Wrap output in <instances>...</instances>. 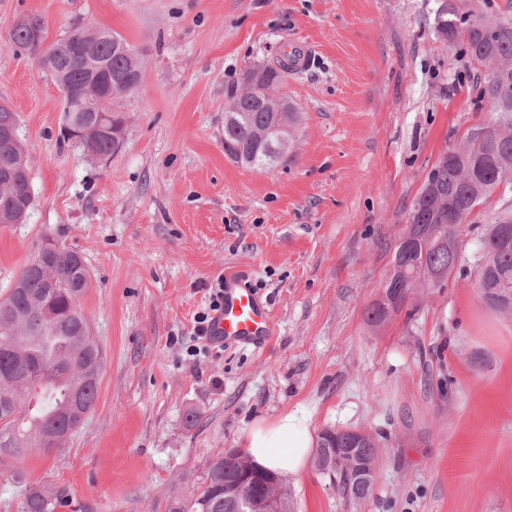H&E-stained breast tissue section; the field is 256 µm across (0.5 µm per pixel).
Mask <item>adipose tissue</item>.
<instances>
[{"instance_id": "obj_1", "label": "adipose tissue", "mask_w": 512, "mask_h": 512, "mask_svg": "<svg viewBox=\"0 0 512 512\" xmlns=\"http://www.w3.org/2000/svg\"><path fill=\"white\" fill-rule=\"evenodd\" d=\"M315 444L308 419L294 412L256 419L248 431L247 448L254 462L281 474H300Z\"/></svg>"}]
</instances>
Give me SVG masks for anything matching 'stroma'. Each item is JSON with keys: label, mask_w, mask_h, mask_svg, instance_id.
Segmentation results:
<instances>
[{"label": "stroma", "mask_w": 512, "mask_h": 512, "mask_svg": "<svg viewBox=\"0 0 512 512\" xmlns=\"http://www.w3.org/2000/svg\"><path fill=\"white\" fill-rule=\"evenodd\" d=\"M438 0H0V103L19 116L34 205L0 226V299L49 236L83 256V312L105 351L98 399L57 454L0 465L54 488V512H166L213 449L243 448L258 417L384 443L371 497L308 464L294 512H512V316L476 287L512 181L465 219L445 287L418 290L380 327L378 300L411 203L442 152L494 121L472 64L439 37ZM35 15L46 42L98 25L142 51L117 102L119 150L87 157L61 136L63 100L9 33ZM296 40L308 67L281 88L302 115L290 149L255 172L224 153V112L245 71ZM246 271L275 334L262 350L192 336L224 271ZM198 420L187 425L188 412Z\"/></svg>", "instance_id": "stroma-1"}]
</instances>
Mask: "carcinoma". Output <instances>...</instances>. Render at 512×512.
<instances>
[{
    "label": "carcinoma",
    "instance_id": "1",
    "mask_svg": "<svg viewBox=\"0 0 512 512\" xmlns=\"http://www.w3.org/2000/svg\"><path fill=\"white\" fill-rule=\"evenodd\" d=\"M434 22L440 36L465 44L472 62L493 69V76L477 85V97L490 105L496 120L471 129L463 145L444 150L429 171L393 250L383 294L366 310L371 326L399 311L420 284L445 286L456 265L464 219L498 185L512 180V15H466L444 0ZM102 31L108 38L99 42L97 59L112 73V80L138 76L142 52L122 35L105 27ZM10 41L34 56L40 53L28 18L16 23ZM285 68V64L272 67L265 83L231 94L232 111L224 113V153L244 167L264 170L271 166L269 146L286 150L276 135L279 113L268 105L265 95L266 86L283 84L286 76L280 70ZM64 80L84 87L83 97L64 100L72 108L80 107L85 98L103 110L108 106L107 85L86 83L77 68L70 69ZM122 123L120 114L104 111L99 132L82 147L101 155L114 153ZM5 176L16 180L18 190L0 194V224L12 223L25 205L24 189L31 184L26 147L18 138L0 135V179ZM505 225L512 226V219L490 225L476 278L484 302L497 311L504 299L512 298V246L503 247L500 236ZM89 286V271L78 252L61 243L46 250L41 243L0 300V377L12 382V390L0 391V463L40 454L45 438L74 433L73 396H79L84 412L93 411L99 380L89 378L87 372L92 357L102 363L105 352L81 310ZM351 438L347 430L338 429L321 436L318 447L322 460L337 459L333 482L346 496L364 500L372 488L359 486L355 469L343 454ZM382 451L383 444L370 437L354 454L376 467ZM245 466L244 457L213 450L190 496L170 493L166 512H234L224 499V486L238 488L243 498L260 495L254 484L241 481ZM23 487V512H52L51 487L34 482Z\"/></svg>",
    "mask_w": 512,
    "mask_h": 512
}]
</instances>
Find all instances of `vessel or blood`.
Instances as JSON below:
<instances>
[{
    "label": "vessel or blood",
    "mask_w": 512,
    "mask_h": 512,
    "mask_svg": "<svg viewBox=\"0 0 512 512\" xmlns=\"http://www.w3.org/2000/svg\"><path fill=\"white\" fill-rule=\"evenodd\" d=\"M274 333L267 304L239 271L224 274V306L211 330V340L221 345H248L262 349Z\"/></svg>",
    "instance_id": "vessel-or-blood-1"
}]
</instances>
